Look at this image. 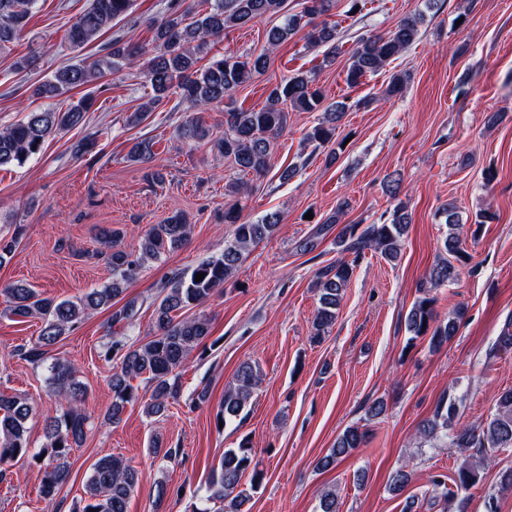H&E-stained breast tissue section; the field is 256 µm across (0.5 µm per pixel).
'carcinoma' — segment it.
Masks as SVG:
<instances>
[{"label":"carcinoma","instance_id":"carcinoma-1","mask_svg":"<svg viewBox=\"0 0 512 512\" xmlns=\"http://www.w3.org/2000/svg\"><path fill=\"white\" fill-rule=\"evenodd\" d=\"M36 0H0V47L17 39L24 30ZM132 0H90L89 7L70 25L66 38L74 48H81L96 39L101 32L112 29V22L128 14ZM332 0H303L302 10L296 14H283L285 0H200L183 7L180 0H171L166 16L153 26L151 50L143 46L112 39L108 52L85 65L66 66L53 76L35 86L33 94L42 98H56L71 89L87 85L116 74L124 67L142 63L151 92L137 109L130 113L127 122L137 126L158 108L177 95L192 108L224 107V131L209 138V129L199 122L189 121L180 129V136L192 142L208 141L220 156L231 159L244 174L260 177L269 167L271 145L283 133L288 113L280 105L288 104L296 112H315L320 109L323 94L314 80L297 74L277 84L269 93L265 105L259 109L243 110L230 103L234 91L264 72L269 56L261 53L242 59L232 54L212 52L215 44L234 29L268 16L284 15L282 24L267 33V43L275 49L298 33H304L313 48H326L329 55L341 53L336 37V24L316 19L331 8ZM422 18L410 15L402 18L387 34L361 35L350 57L346 82L354 86L364 76L382 69L392 58L410 47L419 34ZM95 104L91 96L83 97L66 109H47L31 112L25 118L0 129V168L21 164L41 150L47 137L72 129L85 122V116ZM346 104L339 103L325 113L324 120L312 126L306 140L316 148L327 146L335 136L336 122L345 112ZM152 140L136 142L130 160L149 163L154 158ZM443 211L447 214L448 236L444 240L446 256L439 258L429 271L427 284L431 288L452 284L459 279L460 266L469 260L464 249L463 225L454 204ZM411 218L405 208L393 210L391 219L381 224H370L358 230L356 224L344 225L336 236V244L355 256L370 249L382 256L395 259L400 239ZM280 217L266 215L253 223L242 219L238 206L224 209V223L234 226L233 238L224 244V252L197 264L188 272L176 274L165 286L166 294L155 304V334L137 344L129 343L126 336H114L103 347L101 357L117 362L112 373V407L107 420L117 423L125 405L140 400L138 388L132 381L146 376L150 395L144 399L146 415L162 414L170 401L177 399L180 377L190 354L205 346L211 334L208 319L202 316L185 317L183 313L206 303L243 262L251 248L270 238L276 231ZM191 233V224L179 213L168 217L161 224H152L145 232L140 253L134 255L117 248V231L105 244L112 248L109 263L112 282L94 288L79 299L57 301L43 297L31 284L17 281L3 292L9 298V313L23 318L36 317L44 322L37 341L25 355L32 361L44 360V347L56 343L62 336L92 312L112 306V300L136 280L148 262L161 258L167 252L181 247ZM355 265L338 261L316 271L315 287L320 292L319 306L312 322V340L319 342L329 332L336 320V309L342 292L350 282ZM198 273L203 280L195 281ZM435 299L423 295L412 305L407 328L415 337L428 338L433 348H438L454 336L457 323L465 309L459 307L448 320L438 319L434 309ZM138 309L128 302L112 313V323L135 325ZM74 368L60 360L51 366V385L54 393L66 402L60 416L47 425V443L40 449L31 448L27 422L32 413L31 403L17 395L0 393V467L16 459L29 457L40 462L43 469L41 494L52 498L70 476V454L86 437L89 417L84 413L86 390L76 381ZM261 382L258 364L248 361L240 364L234 382L224 390V409L216 421L223 425L238 419L251 402ZM458 412L456 400L442 398L433 419L423 426L424 439L447 443L461 452L471 449L481 457L466 461L456 470L452 481L456 493H468L476 486L480 473L487 466L482 456L486 448L512 447V389L498 393L495 411L486 423L463 427L448 435V424ZM366 431L358 426L347 428L336 440L322 460L328 467L366 443ZM252 448L248 439L238 447L224 451L220 468L212 471L208 480L206 500L217 508H202L198 512H244L250 500L249 490L256 489L264 479L262 471L251 468ZM250 475V489L243 488V478ZM142 480V474L120 456L99 459L85 485V496L73 512H127L131 494Z\"/></svg>","mask_w":512,"mask_h":512}]
</instances>
